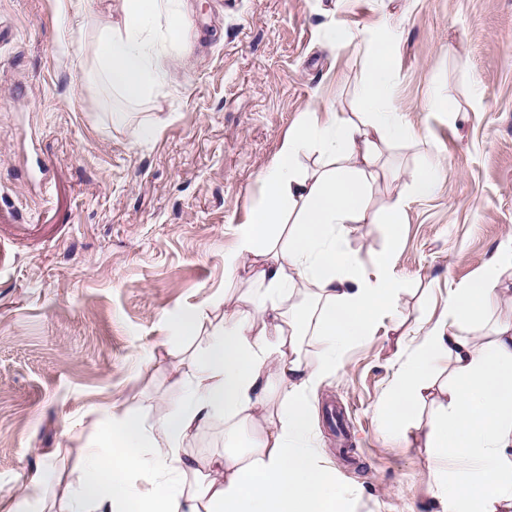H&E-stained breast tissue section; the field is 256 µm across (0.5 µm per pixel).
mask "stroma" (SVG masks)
Wrapping results in <instances>:
<instances>
[{"mask_svg":"<svg viewBox=\"0 0 512 512\" xmlns=\"http://www.w3.org/2000/svg\"><path fill=\"white\" fill-rule=\"evenodd\" d=\"M166 84L136 104L95 83L96 23L70 0H0V506L59 512L70 448L107 406L156 419L206 338L173 321L213 318L252 268L224 254L263 198L261 175L315 103L361 116L363 42L396 36L393 105L420 139L392 141L373 209L407 200L392 273L397 316L349 346L311 397L314 441L348 512H442L426 446L436 405L389 438L382 402L402 356L448 293L512 239V0H183ZM454 112L423 108L431 92ZM125 112L123 123L112 121ZM145 136H137V129ZM437 191L410 195L428 156ZM52 467L49 482L25 478Z\"/></svg>","mask_w":512,"mask_h":512,"instance_id":"1","label":"stroma"}]
</instances>
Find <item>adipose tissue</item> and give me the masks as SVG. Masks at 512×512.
Wrapping results in <instances>:
<instances>
[{
    "label": "adipose tissue",
    "instance_id": "obj_1",
    "mask_svg": "<svg viewBox=\"0 0 512 512\" xmlns=\"http://www.w3.org/2000/svg\"><path fill=\"white\" fill-rule=\"evenodd\" d=\"M118 2L116 18L98 30L95 76L135 103L166 80L174 56L151 33L165 17L169 36H176L178 14L173 0ZM364 40L363 119L344 118L330 103L309 112L283 139L262 176V203L224 256L231 277L261 251L275 252L257 272L260 293L246 309L225 304L216 321L201 307L177 318V332L206 334V345L190 355L156 421L124 408L102 424L98 445L83 446L66 512H345L343 494L312 445L307 394L335 375L348 345L373 335L396 312L401 288L390 246L406 202L372 212L368 187L382 145L417 135L389 108L391 37L380 28ZM309 152L332 159V166L301 173L298 159ZM381 221L390 246L374 256L370 276L349 246L350 227ZM503 267L512 268V245L450 292L443 320L402 362L383 399L388 428L402 437L426 393L439 388L441 409L428 438L435 459L462 463L444 469L436 484L437 498L454 512H498L512 504V319L485 330L512 294L499 285ZM309 335L319 346L313 364L302 349ZM442 359L452 381L440 387ZM217 419L225 442L247 435L246 450L204 460L184 453L183 441ZM139 471L148 473L147 487L131 482Z\"/></svg>",
    "mask_w": 512,
    "mask_h": 512
}]
</instances>
